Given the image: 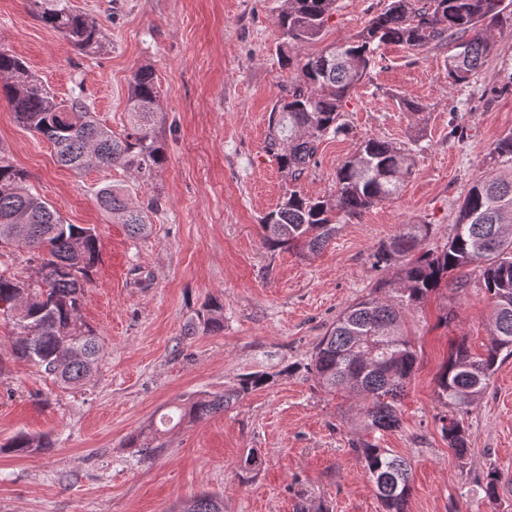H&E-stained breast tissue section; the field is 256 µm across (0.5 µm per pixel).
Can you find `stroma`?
<instances>
[{"instance_id": "35a3bbf8", "label": "stroma", "mask_w": 512, "mask_h": 512, "mask_svg": "<svg viewBox=\"0 0 512 512\" xmlns=\"http://www.w3.org/2000/svg\"><path fill=\"white\" fill-rule=\"evenodd\" d=\"M102 25L103 47L79 54L36 18L30 0H0V48L22 58L58 98L83 92L99 123L121 133L129 80L150 66L161 94L157 129L166 154L146 181L120 168L75 173L52 146L23 130L0 98V146L68 223L95 228L101 261L83 318L104 338L95 373L71 388L11 352L0 320V445L17 433L48 441L23 456L0 453V512H178L216 492L224 512H383L351 449L363 437L359 403L330 393L306 369L349 305L392 277L376 267L379 244L405 224L431 225L444 246L464 191L491 169V144L512 132V28L464 85L448 82V49H379L344 108L346 134L326 137L299 185L334 189L337 168L361 139L411 148L413 173L395 198L343 220L320 251L303 256L263 244L261 219L282 200L288 175L266 151L268 115L296 69L282 58V0H73ZM387 0H337L322 45L362 30ZM427 104L424 129L402 99ZM462 137L451 134L453 125ZM139 201L157 197L144 238L130 237L97 204L106 184ZM468 291L442 288L405 318L417 367L402 426L380 443L412 467L408 512H512V484L495 497L488 470L512 473V357L461 419L471 451L458 457L441 433L447 408L436 377L454 344L473 355L490 343L492 305L470 274ZM224 306V328L203 332L206 305ZM269 380L223 412L160 436L145 459L125 445L177 402ZM260 469H243L250 450Z\"/></svg>"}]
</instances>
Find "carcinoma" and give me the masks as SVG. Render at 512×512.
<instances>
[{"instance_id": "1", "label": "carcinoma", "mask_w": 512, "mask_h": 512, "mask_svg": "<svg viewBox=\"0 0 512 512\" xmlns=\"http://www.w3.org/2000/svg\"><path fill=\"white\" fill-rule=\"evenodd\" d=\"M337 0H284L276 26L293 51L288 64L297 76L288 82L268 118L267 149L278 166L297 181L315 160L320 141L345 131L342 112L352 90L366 77L377 50L387 44L410 49L452 46L448 82L466 84L494 53L496 35L512 26L505 0H389L367 26L317 53L306 47L321 38ZM37 18L60 33L81 54L102 47L100 23L72 0H33ZM0 91L17 121L52 146L57 162L77 172L121 167L149 179L166 156L155 128L160 113L154 71L144 65L130 79L128 120L115 134L93 116L81 95L57 99L25 61L0 48ZM489 159L509 169L473 183L458 207L452 236L442 249L427 250L429 224H405L374 254L380 268L395 267L377 283L379 295L347 306L315 347L309 370L328 392H344L362 402L360 426L366 437L352 441L383 512H407L411 493L409 463L382 447L376 433L401 427L399 405L415 373L417 352L403 328L404 317L439 289L470 288L469 268L480 272L493 303L492 340L474 357L458 343L436 378L437 396L454 409L440 417L441 432L457 455L469 452L460 416L489 385L500 356H512V134L498 139ZM411 152L369 138L336 172V190L309 197L289 189L262 220L266 246L315 253L335 236L344 217H354L394 198L412 173ZM25 171L0 147V317L13 323L16 358L63 386L92 374L104 347L99 333L82 318L87 284L98 265L101 242L92 227L69 224L27 185ZM99 206L126 225L133 237L148 233V213L159 207L152 197L134 206L125 191L105 184L96 190ZM38 262L36 277L13 269L15 253ZM224 328V306L213 299L204 329ZM267 382L263 373L241 375L238 386L209 393L176 407L166 423L201 420L224 410ZM49 447L24 433L0 446V453L28 454ZM179 512H224L223 498L197 495Z\"/></svg>"}]
</instances>
